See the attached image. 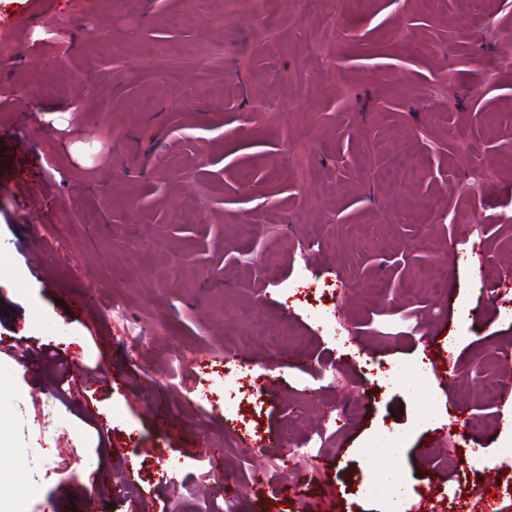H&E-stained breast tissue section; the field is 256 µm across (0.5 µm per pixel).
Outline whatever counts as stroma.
<instances>
[{"label": "stroma", "instance_id": "35a3bbf8", "mask_svg": "<svg viewBox=\"0 0 512 512\" xmlns=\"http://www.w3.org/2000/svg\"><path fill=\"white\" fill-rule=\"evenodd\" d=\"M509 43L512 0H0V498L83 512L89 472L28 467L36 395L106 460L100 512H214L195 492L214 448L237 512H379L352 493L360 446L397 431L415 502L478 512L481 488L512 512ZM413 360L424 426L389 382ZM69 366L112 385L72 395ZM228 369L251 381L229 411L202 397Z\"/></svg>", "mask_w": 512, "mask_h": 512}]
</instances>
